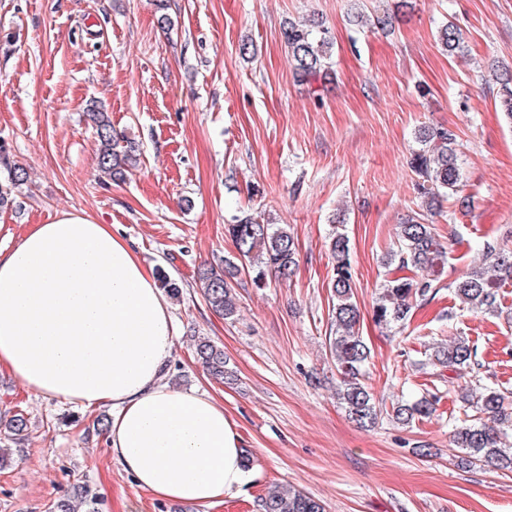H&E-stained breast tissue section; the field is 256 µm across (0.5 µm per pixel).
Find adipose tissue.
Listing matches in <instances>:
<instances>
[{"label":"adipose tissue","instance_id":"ef3b65f1","mask_svg":"<svg viewBox=\"0 0 512 512\" xmlns=\"http://www.w3.org/2000/svg\"><path fill=\"white\" fill-rule=\"evenodd\" d=\"M174 343L152 269L112 225L65 212L0 248V370L34 394L111 408L108 445L140 489L211 504L249 472L223 403L166 382Z\"/></svg>","mask_w":512,"mask_h":512}]
</instances>
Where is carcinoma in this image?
<instances>
[{"instance_id":"obj_1","label":"carcinoma","mask_w":512,"mask_h":512,"mask_svg":"<svg viewBox=\"0 0 512 512\" xmlns=\"http://www.w3.org/2000/svg\"><path fill=\"white\" fill-rule=\"evenodd\" d=\"M349 22L367 28L387 29L392 25L388 13L353 11ZM295 69L302 77L332 75L330 60L332 42L327 29L319 24L290 22L283 29ZM438 41L448 54L463 51L461 30L452 23L438 30ZM499 108L503 118L512 123V75L500 79ZM89 117L99 141L97 166L112 180H122L138 165L139 145L112 127L108 112L91 105ZM417 147L413 149L409 166L418 177L421 206L433 211L447 198L459 192L461 166L457 154V135L445 127L424 125L415 132ZM0 168L7 173L0 182V207L12 202L13 189L27 180L24 168L10 161L0 147ZM329 242L333 262L331 278V326L329 337L332 359L338 373L336 398L349 419L355 424L372 428L386 417L394 423L413 427L434 415L440 397L427 391L414 400L399 399L387 406L375 400L364 382L370 350L360 335V309L354 292L349 237L340 218H335ZM228 232L236 255L219 264H203L197 268L196 280L201 294L211 310L222 318H237L239 304L233 280L241 269H247L252 284L263 288L275 279L288 282L298 268L294 236L286 224H272L265 219L246 214L234 216ZM484 263L467 270L454 281V297L462 308L476 314H506L512 321V311L506 312L498 302L499 288L512 282V244L505 240L489 245ZM448 262L447 247L436 228L424 223L421 214L408 216L398 225L396 240L386 253L384 264L408 276L384 281L373 303V319L387 327L401 328L407 323L412 309L436 295L434 276ZM195 353L212 380L219 384L236 381L234 368L224 348L209 339L200 338ZM427 363L448 370L458 385L465 419L450 431L452 461L463 468L492 467L504 474L512 473V398L480 375L476 360L477 348L463 336H450L428 347ZM27 419L21 412L5 422V434L19 443L27 436ZM260 512H325L324 504L291 486L275 490L261 499Z\"/></svg>"}]
</instances>
